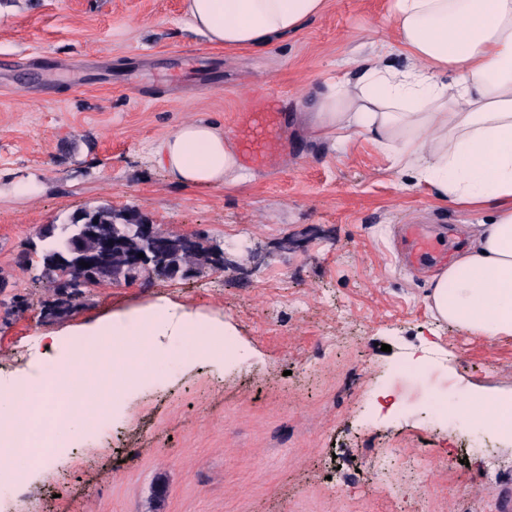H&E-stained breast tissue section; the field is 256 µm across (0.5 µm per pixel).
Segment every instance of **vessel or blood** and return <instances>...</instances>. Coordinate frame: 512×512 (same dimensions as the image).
<instances>
[{
	"mask_svg": "<svg viewBox=\"0 0 512 512\" xmlns=\"http://www.w3.org/2000/svg\"><path fill=\"white\" fill-rule=\"evenodd\" d=\"M273 98V92H266L255 108L237 116V149L247 166L265 167L276 160L274 145L281 138V116L271 105ZM405 241L409 261L419 267L435 262L449 248L447 239L432 235L420 224L406 225Z\"/></svg>",
	"mask_w": 512,
	"mask_h": 512,
	"instance_id": "b4317fda",
	"label": "vessel or blood"
}]
</instances>
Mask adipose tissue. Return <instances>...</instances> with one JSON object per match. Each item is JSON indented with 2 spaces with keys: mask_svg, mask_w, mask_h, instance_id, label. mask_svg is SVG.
Instances as JSON below:
<instances>
[{
  "mask_svg": "<svg viewBox=\"0 0 512 512\" xmlns=\"http://www.w3.org/2000/svg\"><path fill=\"white\" fill-rule=\"evenodd\" d=\"M326 4L184 0V11L212 45L248 49L297 33ZM392 20L405 66L386 64L383 47L354 57L358 78L328 79L310 101L313 129L340 147L366 138L437 203L491 212L471 226L466 252L434 276L429 299L439 320L470 335L512 336V0H393ZM156 160L186 186L234 188L246 178L232 140L209 122L179 126ZM175 326L186 336L212 333L187 309L101 321L94 333L130 337L120 369L131 383L139 345ZM459 415L512 434L511 399L475 395Z\"/></svg>",
  "mask_w": 512,
  "mask_h": 512,
  "instance_id": "ef3b65f1",
  "label": "adipose tissue"
}]
</instances>
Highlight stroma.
<instances>
[{
	"label": "stroma",
	"mask_w": 512,
	"mask_h": 512,
	"mask_svg": "<svg viewBox=\"0 0 512 512\" xmlns=\"http://www.w3.org/2000/svg\"><path fill=\"white\" fill-rule=\"evenodd\" d=\"M390 6L328 0L292 36L224 49L183 0H0V386L40 376L48 354L64 365L81 327L129 312L180 305L232 345L153 337L102 426L66 434L0 495L17 512H499L512 438L454 409L512 396V337L436 321L428 287L448 257L412 271L402 255V225L462 250L480 218L308 120L325 79L392 39ZM250 87L281 91L285 155L230 190L173 181L157 143L191 121L233 131ZM102 203L209 237L223 272L103 284L49 314L38 264L16 256L36 227Z\"/></svg>",
	"instance_id": "stroma-1"
}]
</instances>
